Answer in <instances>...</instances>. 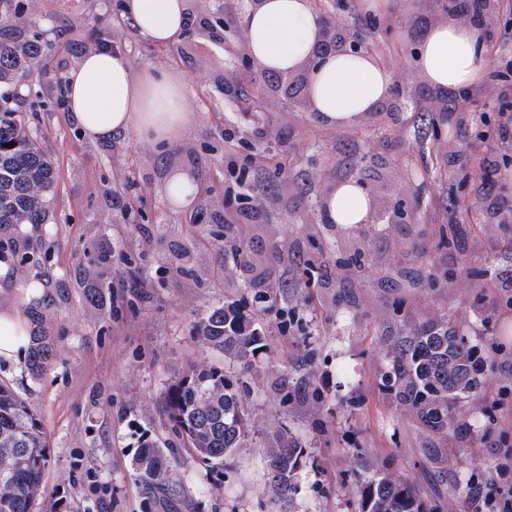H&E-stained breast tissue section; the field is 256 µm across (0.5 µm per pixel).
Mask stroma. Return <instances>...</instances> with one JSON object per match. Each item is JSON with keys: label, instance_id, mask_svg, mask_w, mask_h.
Here are the masks:
<instances>
[{"label": "stroma", "instance_id": "1", "mask_svg": "<svg viewBox=\"0 0 512 512\" xmlns=\"http://www.w3.org/2000/svg\"><path fill=\"white\" fill-rule=\"evenodd\" d=\"M348 29L374 38V54L394 78L402 109L387 107L352 123L329 125L305 95L271 91L247 55L238 0H186L195 21L182 38L156 46L120 19L121 0H19V32L39 34L43 68L22 88L21 110L53 157L57 188L43 223L0 231L10 250L0 276V312H16L50 336L55 356L41 376L25 360L0 358V383L35 408L46 431L49 464L34 512H358L360 484L376 471L408 480L442 512H482L481 495L512 453V295L495 274L512 272V224L484 219V196L512 195V170L491 189L449 191L458 168L427 172L416 102L431 86L419 74L414 13L438 15L439 0H404L383 13L377 35L365 25L367 0H349ZM101 17L98 28L85 23ZM117 43L133 74L170 67L185 77L195 121L169 146L128 133L109 143L85 138L60 100L69 69L87 51ZM259 100L245 118L225 87ZM466 112L442 125L435 146L471 165L497 146L496 129H475L494 115L480 80ZM237 123L238 161L249 164L246 192L261 207L252 224L224 221V126ZM199 178L205 204L176 211L164 186L173 174ZM371 200L362 224L325 222L318 203L349 179ZM403 222L389 216L395 205ZM41 251L31 261L29 243ZM245 248L249 271H225ZM360 257L352 265L351 257ZM287 283L273 310L251 280ZM42 292L26 301L25 286ZM236 302L264 330L267 347L247 373L256 418L248 447L208 467L173 433L164 411L169 388L190 364L239 372L238 363L203 346L192 332L205 309ZM448 318L478 356L497 365L482 397L465 398L447 435L423 427L383 393L386 354L415 326ZM284 427L306 463L295 494L273 500L260 458L269 432ZM165 448L169 487L142 483L133 459L143 441ZM440 450L437 470L425 456Z\"/></svg>", "mask_w": 512, "mask_h": 512}]
</instances>
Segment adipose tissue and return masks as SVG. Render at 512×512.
<instances>
[{
    "instance_id": "ef3b65f1",
    "label": "adipose tissue",
    "mask_w": 512,
    "mask_h": 512,
    "mask_svg": "<svg viewBox=\"0 0 512 512\" xmlns=\"http://www.w3.org/2000/svg\"><path fill=\"white\" fill-rule=\"evenodd\" d=\"M123 17L148 42L164 46L187 28L183 0H125ZM250 54L269 74H286L319 56L306 93L318 120L342 124L375 111L393 89V77L370 56L319 55L322 25L311 0H261L241 19ZM486 25L451 23L428 29L416 62L429 82L446 91L467 86L485 62ZM70 118L84 136L107 143L136 130L157 143L179 140L194 121L183 79L150 67L133 75L118 51L86 52L67 73ZM371 209L363 187L344 183L325 200L332 224L365 223Z\"/></svg>"
}]
</instances>
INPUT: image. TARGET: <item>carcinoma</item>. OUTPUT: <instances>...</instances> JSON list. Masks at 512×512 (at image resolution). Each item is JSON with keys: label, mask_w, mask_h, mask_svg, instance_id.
<instances>
[{"label": "carcinoma", "mask_w": 512, "mask_h": 512, "mask_svg": "<svg viewBox=\"0 0 512 512\" xmlns=\"http://www.w3.org/2000/svg\"><path fill=\"white\" fill-rule=\"evenodd\" d=\"M42 67L37 36L0 32V227L39 224L53 203L56 172L36 133L17 109L15 89L32 81ZM13 143L10 148L7 143ZM204 345L234 358L250 369L265 347L263 330L238 304L214 306L193 324ZM474 348L446 319L418 326L412 335L388 351L381 374L383 391L412 409L429 431L448 434V409L459 400L475 396L485 375L477 368ZM53 349L46 336L33 331L28 369L38 375L47 367ZM245 382L207 364H194L169 389L165 412L172 428L184 436L201 417L212 424L184 436L191 448L211 468H217L254 435V419L247 404ZM48 442L33 406L6 384H0V512H32L41 495L48 464ZM264 463L276 499L288 497L304 465V451L282 429L269 432ZM135 470L149 487L167 486V456L151 443L141 446ZM360 512H438L405 479L387 472L364 480L359 489Z\"/></svg>", "instance_id": "1"}]
</instances>
